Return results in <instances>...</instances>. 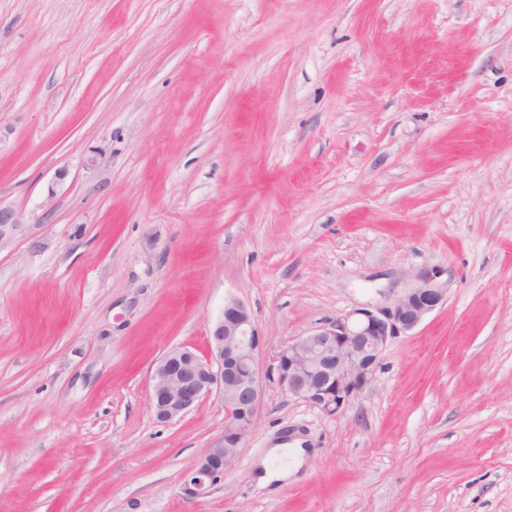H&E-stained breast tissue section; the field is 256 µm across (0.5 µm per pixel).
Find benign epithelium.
Returning a JSON list of instances; mask_svg holds the SVG:
<instances>
[{
    "label": "benign epithelium",
    "instance_id": "benign-epithelium-1",
    "mask_svg": "<svg viewBox=\"0 0 512 512\" xmlns=\"http://www.w3.org/2000/svg\"><path fill=\"white\" fill-rule=\"evenodd\" d=\"M24 233L22 215L0 204V245ZM447 295L439 271L419 272L389 304L353 310L290 341L277 356V384L324 414L341 413L368 386L389 342L416 330ZM261 347L251 311L230 298L207 337L205 353L176 346L152 368L149 404L160 422L182 417L215 389L224 399V433L183 476L182 490L189 498L208 496L240 454L262 402Z\"/></svg>",
    "mask_w": 512,
    "mask_h": 512
}]
</instances>
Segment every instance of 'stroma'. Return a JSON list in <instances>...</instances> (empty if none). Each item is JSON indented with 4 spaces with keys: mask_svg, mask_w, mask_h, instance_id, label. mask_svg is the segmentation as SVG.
<instances>
[{
    "mask_svg": "<svg viewBox=\"0 0 512 512\" xmlns=\"http://www.w3.org/2000/svg\"><path fill=\"white\" fill-rule=\"evenodd\" d=\"M0 127V512H512V0H0ZM432 267L343 414L278 387ZM230 297L262 404L192 500L224 401L161 423L149 376ZM25 226L22 215L9 206L0 204V246L23 236ZM308 454L307 448H288V442L270 448L257 466L258 483L262 487H275L281 480L296 473Z\"/></svg>",
    "mask_w": 512,
    "mask_h": 512,
    "instance_id": "1",
    "label": "stroma"
}]
</instances>
